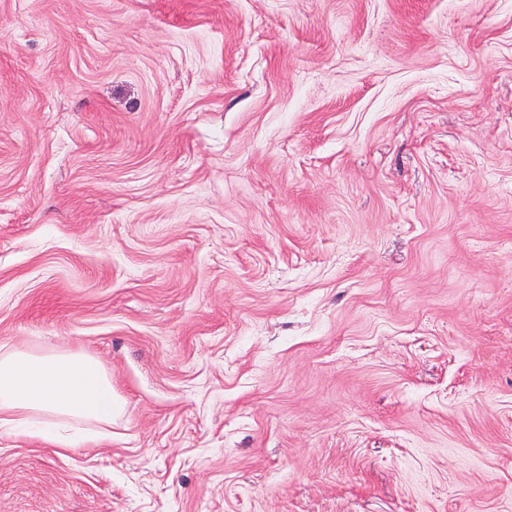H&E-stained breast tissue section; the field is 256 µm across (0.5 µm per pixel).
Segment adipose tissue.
I'll list each match as a JSON object with an SVG mask.
<instances>
[{"label": "adipose tissue", "instance_id": "1", "mask_svg": "<svg viewBox=\"0 0 512 512\" xmlns=\"http://www.w3.org/2000/svg\"><path fill=\"white\" fill-rule=\"evenodd\" d=\"M53 419L50 439L60 447L73 440L75 421L112 423V383L81 354L37 355L0 351V428L38 426Z\"/></svg>", "mask_w": 512, "mask_h": 512}]
</instances>
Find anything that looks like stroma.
I'll return each mask as SVG.
<instances>
[{"instance_id":"1","label":"stroma","mask_w":512,"mask_h":512,"mask_svg":"<svg viewBox=\"0 0 512 512\" xmlns=\"http://www.w3.org/2000/svg\"><path fill=\"white\" fill-rule=\"evenodd\" d=\"M0 512H512V0H0ZM55 420L49 439L59 447L73 441L70 421L112 424V383L81 354L0 352V428L13 430Z\"/></svg>"}]
</instances>
